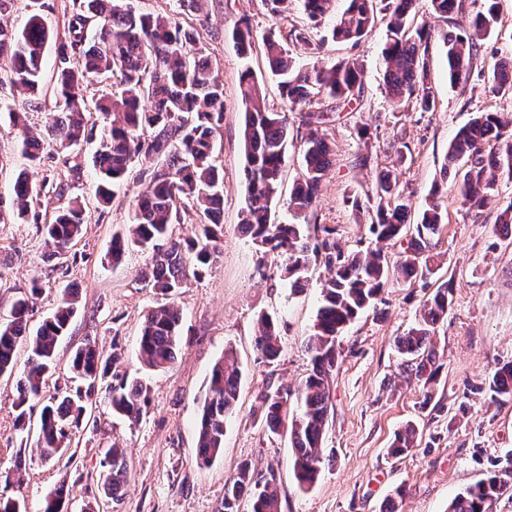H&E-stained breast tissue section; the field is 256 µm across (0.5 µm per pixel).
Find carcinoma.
Returning a JSON list of instances; mask_svg holds the SVG:
<instances>
[{"label": "carcinoma", "mask_w": 512, "mask_h": 512, "mask_svg": "<svg viewBox=\"0 0 512 512\" xmlns=\"http://www.w3.org/2000/svg\"><path fill=\"white\" fill-rule=\"evenodd\" d=\"M333 0H301L307 18L319 25L330 15ZM435 14L446 17L465 12V0H430ZM419 0H350L347 10L328 27L322 40L359 45L376 26L378 17L389 18L382 53L383 82L390 103L397 109L412 105L423 112L436 109L433 88L427 82L428 44L432 30L417 22ZM500 0H483L482 10L468 18L467 27L443 33L449 80L454 85L469 81L485 40L495 34ZM308 41L307 34L293 30L285 35L271 32L263 46L270 75L291 105L305 103L320 93L348 105L363 93L362 68L351 59L330 67L297 68L292 63L288 39ZM51 33L43 19L31 15L23 27L0 24V59L8 61L13 83L32 93L43 87V57ZM196 32L164 17L132 9L126 0H82L73 15L68 42L60 45L54 68V97L58 117L45 130L20 123L23 151L30 161L42 157L45 144L62 148L79 145L88 117L95 113L106 121L94 156L98 176L96 195L109 203L114 188L140 159L146 167L139 178L147 185L135 200V224L129 234H116L107 253L114 264L131 247L147 254L142 280L162 296H175L188 278L202 275L221 253V212L224 211V172L216 159L217 138L224 123V85L211 65L201 57ZM112 80V92L98 97L94 112L85 100L88 82ZM245 102L243 149L247 181V207L242 225L253 243L284 258L286 279L299 287L308 278L312 261L320 258L332 272L325 281L322 298L308 337L306 351L312 368L296 393L268 385L257 395L265 430L288 433L293 449V468L300 488H310L318 479L325 455L323 436L331 406L332 378L338 361V336L380 295L392 278L424 281L435 274L430 251L448 219L445 199L448 174L460 204L476 214L497 189L499 180L512 181V118L501 112H479L461 127L448 144L447 163L440 181L434 183L429 201L421 210L414 235L399 262L388 263L380 249L346 252L333 232L309 224L324 173L331 165V149L320 128L326 112H305L304 172L288 198L293 221L271 219L272 203L282 181L288 141L286 115L267 110L260 84L251 70L240 78ZM491 92L512 93V57L500 61L490 78ZM17 217L38 203L41 189L29 182L26 172L14 183ZM204 221L194 236L174 237L173 226L188 210ZM374 220L370 232L376 243L399 239L410 226L411 205L403 196L397 178L388 170L376 176ZM84 208L78 199L69 201L41 231L50 247L49 257L67 255L81 237ZM38 285L12 303L10 319L0 323V377L17 369V350L28 347L22 380L17 384L12 407L17 430L26 431V406L39 401L47 379L55 371L56 348L76 314V293L66 288L58 305L41 325L30 330L29 321ZM452 303V287L444 283L424 301L415 325L395 340L400 366L407 379L429 384L436 378L433 339ZM182 314L172 303L162 304L144 315L138 343L140 363L151 370L172 365L183 344ZM255 349L272 364L282 352L281 338L271 318H260ZM91 341L76 348L69 364L70 378L83 386L59 388L41 412L36 447L41 456L65 455L73 436L87 425L98 385L110 374L111 361ZM112 375V374H110ZM106 384L112 414L139 420L149 405V387L139 378L117 373ZM241 369L233 349L215 364L201 403L197 430V460L208 464L224 454V427L239 396ZM494 402L512 400V361L504 363L478 385ZM300 403L301 412L292 409ZM417 428L406 424L394 437L390 454L400 456L414 447ZM106 468L103 490L112 499L120 497L128 477V462L122 449L102 450ZM512 479V458L476 484L458 493L448 512H486ZM274 472L256 477L246 464L224 484V512H238L240 498L252 495V512H280L274 489ZM70 491L60 485L44 501L42 512H65Z\"/></svg>", "instance_id": "cac0c4a2"}]
</instances>
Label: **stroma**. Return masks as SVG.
I'll return each mask as SVG.
<instances>
[{"label": "stroma", "instance_id": "1", "mask_svg": "<svg viewBox=\"0 0 512 512\" xmlns=\"http://www.w3.org/2000/svg\"><path fill=\"white\" fill-rule=\"evenodd\" d=\"M137 11L166 16L197 30L205 57L224 84V127L216 154L224 171V235L222 253L201 279L189 280L176 299L183 317L184 342L167 368H143L137 342L145 312L163 296L146 288L140 270L146 256L130 249L124 262L112 265L106 252L113 234L133 222L135 196L145 188L137 175L116 189L109 205H100L94 187L92 159L103 135V121L88 125L85 138L69 149H47L40 165L22 155L10 123V112L23 114L32 126L51 124L56 51L68 38L69 21L79 0H13L0 20L22 27L40 14L52 33L44 57V90L38 102L12 82L9 67L0 68V321L13 300L39 283L31 326L55 308L62 289L78 294L77 313L57 350V368L49 382L64 384L75 348L96 340L103 356H116V371L139 375L150 387V403L139 422L113 416L106 394H98L94 420L80 434L76 459H43L35 441H23L11 406L17 377H0V490L19 498L24 512H40L45 498L59 485L70 490L68 512H222L224 484L241 464L258 474L275 473L281 512H381L395 489H402L398 512H447L451 499L505 466L512 455V401L492 402L474 392L498 364L512 361V236L497 228L501 211L512 204V182H501L480 218H473L456 199L448 201V224L436 251L439 270L428 283L392 279L375 305L339 337L338 364L332 379V407L323 446L326 462L310 489H300L293 471L287 435L264 432L256 396L266 385L297 389L310 369L306 342L312 332L321 289L330 272L317 264L302 290H292L283 264L263 254L244 234L246 205L243 125L245 106L239 81L243 70L264 81L269 111L288 115L283 184L272 206L274 218L289 221L290 189L303 172L304 146L297 135L300 111L290 110L261 48L241 56L233 39L249 26L254 40L269 29H301L307 18L300 9L287 18L273 16L265 0H204L201 9L182 0H129ZM420 15L435 33L428 49L429 79L437 108L398 112L391 107L383 83L382 50L385 24H378L358 47L343 43H294L297 66L330 65L353 59L362 66L364 93L360 101L332 109L318 96L310 110H330L324 128L333 155L314 207L317 223L334 228L348 251L376 246L368 228L373 210L369 199L378 172L391 169L412 201L413 211L425 207L439 181L448 143L476 113L490 109L512 116V95L490 96L487 75L512 56V0H501L495 37L477 62L478 73L467 85L448 81L445 48L440 37L456 16L433 17L429 0ZM367 136H359L360 128ZM31 171L34 182H49L40 202L25 217H16L13 186L17 175ZM66 185L57 194L52 185ZM78 199L85 208L82 235L63 263H47L49 248L40 231L57 209ZM453 285V304L436 332L438 376L431 390L406 380L395 348L397 336L416 322L420 308L443 282ZM278 325L282 353L266 364L254 347L259 316ZM233 347L242 364L237 407L224 434V453L210 464L196 457V423L214 363ZM417 426L414 448L390 455L394 434L406 423ZM124 449L129 474L123 496L103 492L102 449ZM25 466H16L17 458Z\"/></svg>", "mask_w": 512, "mask_h": 512}]
</instances>
